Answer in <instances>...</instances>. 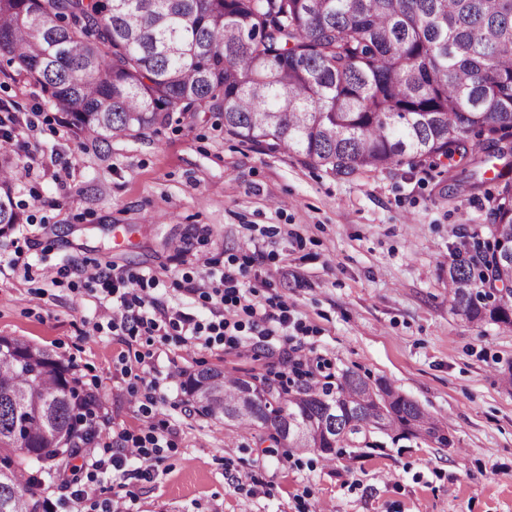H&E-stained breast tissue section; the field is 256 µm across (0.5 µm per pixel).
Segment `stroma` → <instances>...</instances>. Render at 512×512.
Masks as SVG:
<instances>
[{"label": "stroma", "mask_w": 512, "mask_h": 512, "mask_svg": "<svg viewBox=\"0 0 512 512\" xmlns=\"http://www.w3.org/2000/svg\"><path fill=\"white\" fill-rule=\"evenodd\" d=\"M3 133L18 143L24 222L0 236V336L61 356L99 396V441L152 429L168 442L151 477L128 458L133 512H512V328L448 306L454 245L488 232L483 193L407 163L334 176L225 134L211 112L101 144L2 56ZM19 250L28 271L11 264ZM232 259L256 300L287 303V337L265 345L246 329L227 350L116 336L111 297L83 275L96 264L156 276L158 308L204 320L189 289ZM295 347L388 380L447 422L450 445L379 433L331 463L303 451L288 462L254 435L225 437L183 390L202 368L264 381ZM247 474L255 484L238 488Z\"/></svg>", "instance_id": "1"}]
</instances>
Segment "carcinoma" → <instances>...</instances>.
Instances as JSON below:
<instances>
[{"label": "carcinoma", "mask_w": 512, "mask_h": 512, "mask_svg": "<svg viewBox=\"0 0 512 512\" xmlns=\"http://www.w3.org/2000/svg\"><path fill=\"white\" fill-rule=\"evenodd\" d=\"M0 54L101 143L217 112L227 134L340 177L459 159L479 190L493 172L489 238L455 248L448 303L512 327V0H0ZM14 179L0 147V236L24 221ZM185 392L262 443L303 429L328 463L395 430L450 444L444 420L349 368L291 389L207 368ZM78 399L61 358L0 337V512H40L42 482L10 454L57 461L54 479L85 439Z\"/></svg>", "instance_id": "obj_1"}]
</instances>
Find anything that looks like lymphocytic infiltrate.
Returning a JSON list of instances; mask_svg holds the SVG:
<instances>
[{
  "label": "lymphocytic infiltrate",
  "mask_w": 512,
  "mask_h": 512,
  "mask_svg": "<svg viewBox=\"0 0 512 512\" xmlns=\"http://www.w3.org/2000/svg\"><path fill=\"white\" fill-rule=\"evenodd\" d=\"M88 282L99 285L102 292L116 299L108 324L116 336H134L139 332L175 331L192 340H204L205 344L233 346L243 327L256 330L260 337L271 338L288 333L291 318L285 302L268 298L265 303H254L248 297L242 278L243 270L225 267L221 276L205 274L200 277L192 292L208 303L224 306L225 317L203 322L186 313L157 317L147 311L148 289L157 287L158 279L132 273L117 272L97 265L87 268ZM132 449H113L111 444L78 448L77 460L71 473L74 489L71 496L79 512H130L128 500L121 493L99 499L97 484L100 474L107 470H121L128 454L149 461L158 458L163 451L158 435L149 434L132 439Z\"/></svg>",
  "instance_id": "1"
}]
</instances>
